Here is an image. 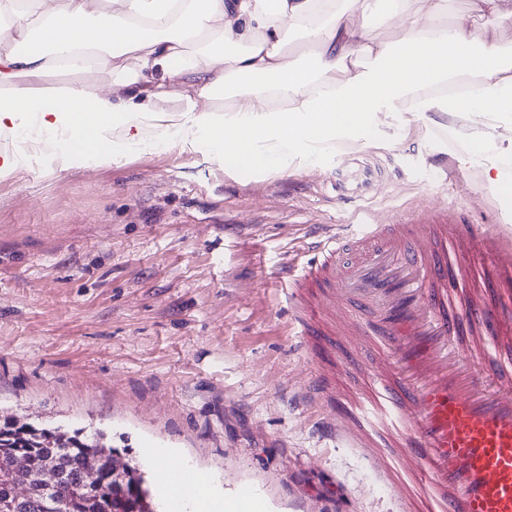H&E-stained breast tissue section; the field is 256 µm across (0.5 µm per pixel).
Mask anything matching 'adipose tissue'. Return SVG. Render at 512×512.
Segmentation results:
<instances>
[{"label":"adipose tissue","mask_w":512,"mask_h":512,"mask_svg":"<svg viewBox=\"0 0 512 512\" xmlns=\"http://www.w3.org/2000/svg\"><path fill=\"white\" fill-rule=\"evenodd\" d=\"M448 11L449 0H0V135L54 143L41 155L52 169L180 145L209 153L226 174L264 176L315 167L397 116H458L479 135L465 164L507 196L512 61L486 37L512 23V0H470L465 18ZM381 16L403 20L398 40H368ZM294 35L304 58L288 51ZM57 69L103 71L110 84L48 81ZM462 74L477 93L436 94ZM221 94L231 106H215ZM172 97L177 109H162ZM194 478L198 493L168 489L171 512L223 506L219 481Z\"/></svg>","instance_id":"adipose-tissue-1"}]
</instances>
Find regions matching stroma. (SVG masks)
I'll return each instance as SVG.
<instances>
[{"label": "stroma", "mask_w": 512, "mask_h": 512, "mask_svg": "<svg viewBox=\"0 0 512 512\" xmlns=\"http://www.w3.org/2000/svg\"><path fill=\"white\" fill-rule=\"evenodd\" d=\"M460 122L396 121L349 158L381 174L369 201L339 203L336 162L227 175L201 151L150 149L122 164L0 181V420L101 432L167 504L148 454L166 445L225 493L265 512H406L367 449L334 434L311 370L358 377L364 353L329 357L289 333L281 271L316 238L451 197L512 239V205L461 164Z\"/></svg>", "instance_id": "35a3bbf8"}]
</instances>
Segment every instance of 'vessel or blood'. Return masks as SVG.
Segmentation results:
<instances>
[{
    "label": "vessel or blood",
    "mask_w": 512,
    "mask_h": 512,
    "mask_svg": "<svg viewBox=\"0 0 512 512\" xmlns=\"http://www.w3.org/2000/svg\"><path fill=\"white\" fill-rule=\"evenodd\" d=\"M313 249L284 281L300 335L371 354L345 402L315 371L333 426L381 449L410 512H512V242L446 202ZM487 271L492 306L477 288Z\"/></svg>",
    "instance_id": "1"
}]
</instances>
